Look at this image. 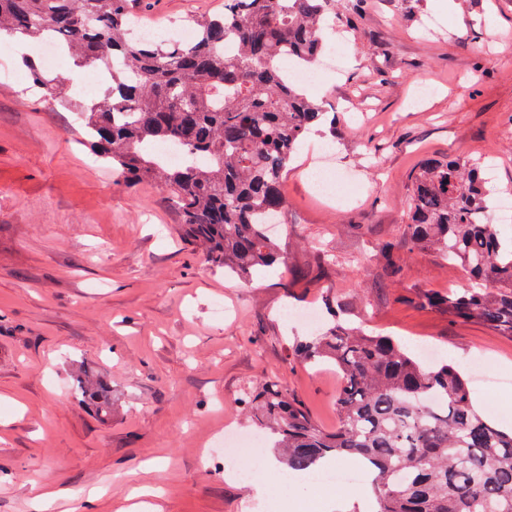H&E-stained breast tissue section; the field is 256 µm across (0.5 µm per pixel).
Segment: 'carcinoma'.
<instances>
[{"instance_id": "1", "label": "carcinoma", "mask_w": 512, "mask_h": 512, "mask_svg": "<svg viewBox=\"0 0 512 512\" xmlns=\"http://www.w3.org/2000/svg\"><path fill=\"white\" fill-rule=\"evenodd\" d=\"M335 3L224 0V12L190 20L194 42L178 46L133 37L132 0H0V41L52 32L73 66L112 74L99 99L75 106L85 143L125 186L158 185L207 263L246 280L285 262L266 225L282 223L283 176L327 119L321 102L282 80V52L313 62ZM24 65L49 103L64 101L65 78ZM160 143L182 162L168 164ZM489 201L481 160L430 159L412 178L407 234L412 247L438 251L477 284L448 296L426 291L422 306L512 336V249L484 219ZM294 355L333 364L342 384L332 431L275 379L256 390L251 413L289 471L355 456L373 474V512H512V429L475 407L455 365H424L407 346L340 319L297 342ZM74 391L102 420L112 417L106 380L85 370Z\"/></svg>"}]
</instances>
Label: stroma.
Instances as JSON below:
<instances>
[{"label": "stroma", "instance_id": "obj_1", "mask_svg": "<svg viewBox=\"0 0 512 512\" xmlns=\"http://www.w3.org/2000/svg\"><path fill=\"white\" fill-rule=\"evenodd\" d=\"M151 2L142 23L160 30L224 9ZM336 35L339 68L313 92L336 123L307 136L283 183L287 263L247 281L205 261L154 184L89 167L73 106L91 93L69 59L66 107L0 79V512H264L275 485L256 497L201 450L224 425L251 429L248 399L267 376L335 429L336 369L300 362L293 344L309 331L283 316L327 299L367 331L437 349L512 427V337L421 307L422 292L470 277L404 232L411 177L430 158L485 159L495 195L512 197V0H336L322 36ZM325 142L339 205L310 181ZM388 253L406 264L384 286ZM82 365L112 384L109 422L74 395ZM350 490L318 495L299 479L283 512L311 497L347 512Z\"/></svg>", "mask_w": 512, "mask_h": 512}]
</instances>
